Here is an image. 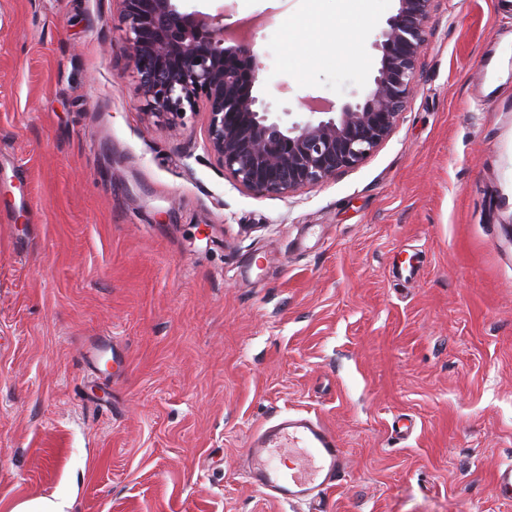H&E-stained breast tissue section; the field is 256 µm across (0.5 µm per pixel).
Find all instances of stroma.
Instances as JSON below:
<instances>
[{
  "mask_svg": "<svg viewBox=\"0 0 512 512\" xmlns=\"http://www.w3.org/2000/svg\"><path fill=\"white\" fill-rule=\"evenodd\" d=\"M182 6L262 19L257 93L296 112L363 90L397 2L356 66L350 0ZM123 37L119 0H0V512H293L244 469L299 411L350 460L332 512H512V0H435L394 134L292 195L237 186L204 110L148 115ZM350 1L357 6V9L352 11L349 15L336 19L335 22L336 33L339 36V40L344 44V46L347 49L346 56L344 54H341L337 57L336 62L339 64L347 63L351 56L349 52V46L352 39L358 32L359 17L365 12L364 8L361 6L368 0ZM66 501L51 498H34L17 503L11 512H68Z\"/></svg>",
  "mask_w": 512,
  "mask_h": 512,
  "instance_id": "obj_1",
  "label": "stroma"
}]
</instances>
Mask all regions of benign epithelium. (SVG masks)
<instances>
[{
    "label": "benign epithelium",
    "instance_id": "1",
    "mask_svg": "<svg viewBox=\"0 0 512 512\" xmlns=\"http://www.w3.org/2000/svg\"><path fill=\"white\" fill-rule=\"evenodd\" d=\"M123 57L155 115L173 122L204 108L207 144L224 172L259 195H290L362 163L395 132L417 82L434 0H397L375 35L381 53L351 102L309 98L303 112L270 111L254 93L262 69L254 41L224 14L185 12L179 0H119Z\"/></svg>",
    "mask_w": 512,
    "mask_h": 512
}]
</instances>
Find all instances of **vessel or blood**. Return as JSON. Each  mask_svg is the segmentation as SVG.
Returning <instances> with one entry per match:
<instances>
[{
  "label": "vessel or blood",
  "instance_id": "1",
  "mask_svg": "<svg viewBox=\"0 0 512 512\" xmlns=\"http://www.w3.org/2000/svg\"><path fill=\"white\" fill-rule=\"evenodd\" d=\"M250 485L291 506H321L346 479V454L336 433L306 414L276 415L251 435L246 449Z\"/></svg>",
  "mask_w": 512,
  "mask_h": 512
}]
</instances>
